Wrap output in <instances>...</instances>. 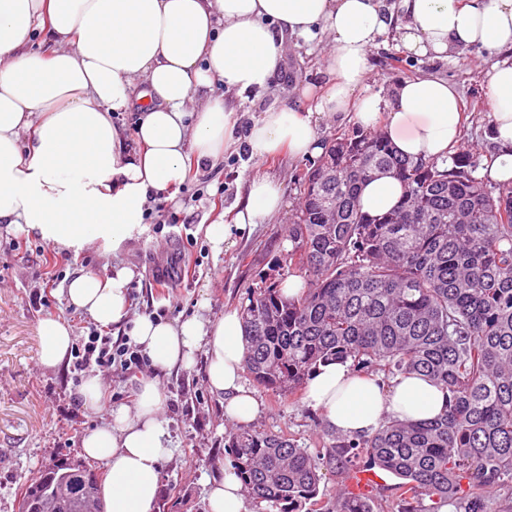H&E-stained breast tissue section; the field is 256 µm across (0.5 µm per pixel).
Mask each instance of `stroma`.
Masks as SVG:
<instances>
[{"mask_svg": "<svg viewBox=\"0 0 512 512\" xmlns=\"http://www.w3.org/2000/svg\"><path fill=\"white\" fill-rule=\"evenodd\" d=\"M329 49L322 31L311 40L288 38L273 85L237 98L236 128L247 127L252 116L273 104L313 109L316 95L328 86ZM488 67L483 49L464 48L448 60H431L407 54L390 33L370 53L362 91L387 100L401 80L430 73L448 79L460 90L468 116L462 150L492 153ZM302 164L285 154L254 158L235 145L217 166L190 171L181 185L166 192V203L188 219V226L172 227L158 215L148 216L144 236L114 255L92 246L69 258L0 224V512H17L27 478L54 459L80 460L83 434L108 417L76 404L85 375L73 362L48 371L38 360V322L44 315L70 323L77 349L94 326L87 313L67 303L63 290L68 283L82 272L106 275L113 266L125 265L136 273L130 285L132 315L159 311L164 320L173 321L201 310L220 317L225 309L238 307L259 274L290 250L288 224L298 201L294 178ZM262 174L280 183L281 211L234 232L223 253L213 254L205 227L241 206L251 179ZM153 376L170 402L165 417L172 455L162 465L159 500L165 512H207L208 481L229 466L224 438L236 425L225 416L223 398L207 386L203 356H196L190 368L157 369ZM253 393L261 406L255 427L288 433L310 449L331 438L332 429L306 400L277 403L258 386Z\"/></svg>", "mask_w": 512, "mask_h": 512, "instance_id": "obj_1", "label": "stroma"}]
</instances>
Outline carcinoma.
I'll use <instances>...</instances> for the list:
<instances>
[{
    "label": "carcinoma",
    "mask_w": 512,
    "mask_h": 512,
    "mask_svg": "<svg viewBox=\"0 0 512 512\" xmlns=\"http://www.w3.org/2000/svg\"><path fill=\"white\" fill-rule=\"evenodd\" d=\"M472 156L451 164L405 158L377 131L336 133L296 175L300 201L288 225L296 295L261 275L239 305L245 368L274 400L301 399L333 361L386 380L423 375L448 391L433 420L389 417L372 433L336 436L311 452L283 431L243 427L224 452L261 512L318 504L322 470L352 479L391 472L396 512H439L450 500L484 512L483 493L512 483V181L475 176ZM383 174L403 187L390 211L359 205ZM66 487L58 512H92L93 470L59 459L30 479L19 512ZM322 512H374L371 496L339 491Z\"/></svg>",
    "instance_id": "carcinoma-1"
}]
</instances>
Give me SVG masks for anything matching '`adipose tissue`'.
<instances>
[{"label":"adipose tissue","instance_id":"1","mask_svg":"<svg viewBox=\"0 0 512 512\" xmlns=\"http://www.w3.org/2000/svg\"><path fill=\"white\" fill-rule=\"evenodd\" d=\"M398 30L405 50L449 57L461 47L512 52V0H401L400 13L382 0H0V224L16 226L61 252L89 245L119 252L145 231L149 198L185 180L188 166L215 165L230 143L231 94L268 89L289 37H329L331 87L315 114L352 116L363 128L382 127L399 153L447 163L462 141L460 93L443 78L400 82L390 102L360 95L371 49ZM42 33L45 47L30 40ZM491 129L500 150L490 179L512 180V63L487 72ZM223 82L225 95L211 92ZM138 111L133 136L114 125L116 112ZM313 114L267 107L252 121V156L288 151L323 153ZM136 148H129L128 139ZM400 183L382 175L364 183L359 201L371 214L393 207ZM282 208V191L267 175L250 184L234 224L207 225L214 252L233 230L260 223ZM135 273L114 267L101 276L77 274L67 300L102 327L128 325L133 341L161 369L206 360L210 390L223 397L235 423L252 422L259 403L245 382L246 345L238 311L169 322L130 315ZM38 360L53 370L69 359L72 329L56 315L38 323ZM308 403L338 433L373 432L385 417L431 420L448 393L421 376L391 384L348 363L319 367L306 386ZM166 396L142 379L134 407L111 409L106 424L80 442L84 458L105 470L107 512H154L162 462L171 454ZM209 512H251L232 469L208 492Z\"/></svg>","mask_w":512,"mask_h":512}]
</instances>
